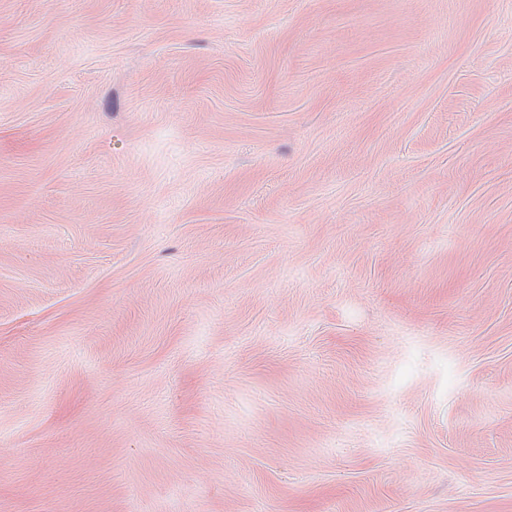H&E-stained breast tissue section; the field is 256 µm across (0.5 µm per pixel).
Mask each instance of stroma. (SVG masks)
<instances>
[{
    "label": "stroma",
    "mask_w": 512,
    "mask_h": 512,
    "mask_svg": "<svg viewBox=\"0 0 512 512\" xmlns=\"http://www.w3.org/2000/svg\"><path fill=\"white\" fill-rule=\"evenodd\" d=\"M0 512H512V0H0Z\"/></svg>",
    "instance_id": "obj_1"
}]
</instances>
